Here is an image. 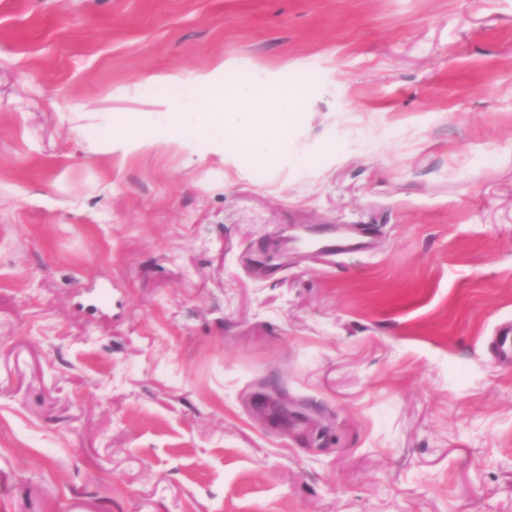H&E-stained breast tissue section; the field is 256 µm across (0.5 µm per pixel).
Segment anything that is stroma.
<instances>
[{"label": "stroma", "mask_w": 512, "mask_h": 512, "mask_svg": "<svg viewBox=\"0 0 512 512\" xmlns=\"http://www.w3.org/2000/svg\"><path fill=\"white\" fill-rule=\"evenodd\" d=\"M227 61L336 159L105 143ZM510 324L512 0H0V512H512Z\"/></svg>", "instance_id": "35a3bbf8"}]
</instances>
